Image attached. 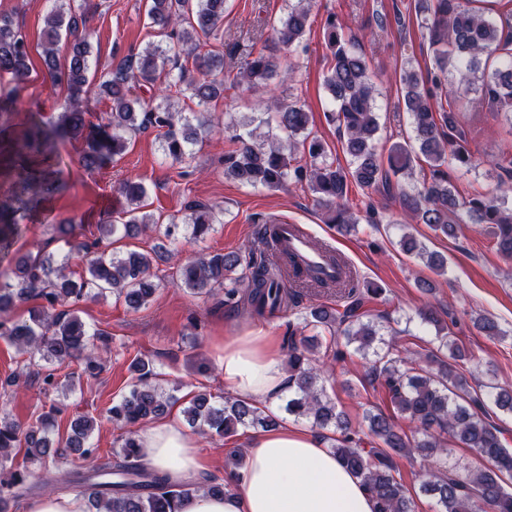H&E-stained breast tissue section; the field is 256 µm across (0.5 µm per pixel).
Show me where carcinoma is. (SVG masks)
<instances>
[{"label":"carcinoma","mask_w":512,"mask_h":512,"mask_svg":"<svg viewBox=\"0 0 512 512\" xmlns=\"http://www.w3.org/2000/svg\"><path fill=\"white\" fill-rule=\"evenodd\" d=\"M310 0H295L288 6L287 17L272 26V46L249 54L236 74V82L251 89L265 88L280 75L285 66L281 50L298 46L309 27ZM428 14L425 22L435 67L422 76L407 69L401 77L402 105L412 118L417 146L394 145L387 161L378 160L373 140L379 129L374 104V88L365 59L356 51L354 38L346 35L336 19H326L323 39L333 56L325 78V88L333 107L327 120L343 131V153L351 157L352 167L343 168L331 158L326 145L307 132L308 112L293 103L285 107L260 102L259 107L274 110L273 129L259 137L244 138L230 134L237 147L224 153V175L240 185L252 188H278L293 179L306 182L318 208L341 232L356 229L359 218L348 205L349 183L363 190L398 189L404 209L420 224L451 237L462 217L473 224L492 225L496 252L512 261V209L482 194L461 197L448 182L447 169L471 167L474 153L468 148L465 132L458 127L453 113L439 103L458 91L448 81V72L462 78L482 72L481 102L488 111L512 115V41L504 28L467 7L465 0H416ZM227 0H150L148 17L158 36L174 41L178 51L168 55L162 44H149L142 53L120 61L103 75L98 89L112 99L106 127L110 132L97 138L88 132L81 95L90 91L91 45L88 35L79 30L78 15L64 4L53 6L43 30V64L54 84H66L70 90L65 112L56 126L48 129L36 119L30 131L14 138L10 134L11 116L16 102L0 97V156L6 154L14 164L27 170L26 177L13 188L8 207H0V243L9 245L16 234L14 214L33 206L32 187L46 196L62 194L67 188L60 171H39L27 166L30 158L42 163L53 161L56 141L85 134L87 150L81 163L87 169L101 166L110 157L122 154L129 137L148 128H161L162 150L172 161L190 167L194 160L192 146L200 134L212 127V119L203 112L185 113L175 105L174 96L189 95L198 104L218 96L224 80V53L206 49L210 41L224 38L222 27ZM72 38L68 64L60 67L56 52L62 36ZM503 52L500 65L487 70L483 56ZM0 74H8L18 83L29 74V45L22 29L8 15H0ZM164 85L162 95L145 101L134 94L138 86ZM303 149L305 164L297 161ZM424 161L430 176L422 177L420 186L408 191L392 178L409 175L413 164ZM131 209L122 225L107 221L98 226L100 236L90 243L79 238L74 226L60 227L69 235V253L85 261L82 274L67 272V263L51 253L26 254L9 271L0 273V337L29 354L27 376L35 377L45 393L57 388L58 370L75 362L81 373L95 376L103 371L100 349L109 348L112 337L102 330H89L77 315L80 302L107 292L124 300L138 311L153 298L159 283L151 272L153 254L131 250L125 254L99 252V242L119 231L137 236L150 231L176 246L189 236L200 241L214 225L224 223V212L198 201L184 205L187 214L181 222L158 223L152 214L140 209L147 188L128 180L120 186ZM402 249L426 258L438 272L445 269V259L429 252L411 235L400 240ZM274 244L267 227L256 231V239L244 251L202 253L180 265L175 271L177 284L197 295H211L224 289V305L241 317L262 319L279 313L297 315L288 320L284 343L288 349V414L305 419L327 441L336 458L361 479L374 501L375 512H415L414 497L400 474L403 458L420 460L429 479L420 492L436 500L441 512H512V449L501 439L499 426L490 420L489 405L512 413V386H491L484 393L472 386L459 371L468 354L448 335L439 337L437 350L408 354L407 349L378 336L375 325L366 320V306L381 295L373 283L354 280L351 272L334 281L303 274L295 258L283 255L272 260ZM336 292L340 304L329 307L311 304L300 312L303 297ZM35 299L41 304L29 311L26 319L10 312L16 302ZM475 328L490 338L504 337L491 318L474 319ZM313 335H304L305 330ZM383 344L375 352L364 380L377 384L387 393L393 413L366 408L363 419L367 432L360 431L337 410L335 402L319 385L320 374L313 365L315 353L336 363L349 355V346L366 354L374 342ZM133 383L128 392L107 409L112 422L127 427L120 446L110 455H99L85 447L96 419L80 415L71 422L72 434L63 443H53L59 410L50 406L36 422L21 428L0 419V469L11 468L8 481H0V512L9 501L18 502L35 494L43 485L41 477L29 465L50 459L64 464L57 482L84 497L96 512H177L181 498L202 490L213 495L231 492V487L212 477L193 487L174 485L162 471L142 460L136 436L138 427L159 420L178 398L165 396L153 384L151 361L137 358L131 363ZM186 420L208 435L230 437L238 428L260 426L272 429L278 417L253 401L226 398L224 405L213 403V396L198 393L184 409ZM404 417L414 424L421 439L412 441L397 423ZM465 448L479 460L471 469L459 460H448L447 445ZM25 449L28 464L14 467L12 452Z\"/></svg>","instance_id":"carcinoma-1"}]
</instances>
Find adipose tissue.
<instances>
[{
  "label": "adipose tissue",
  "instance_id": "adipose-tissue-1",
  "mask_svg": "<svg viewBox=\"0 0 512 512\" xmlns=\"http://www.w3.org/2000/svg\"><path fill=\"white\" fill-rule=\"evenodd\" d=\"M224 389L240 398L274 403L285 376L276 339L266 331L226 338L218 356ZM145 461L173 483H192L207 470L193 437L175 419L139 434ZM236 490L224 496L197 492L178 512H373L360 479L305 428L286 422L252 436Z\"/></svg>",
  "mask_w": 512,
  "mask_h": 512
}]
</instances>
